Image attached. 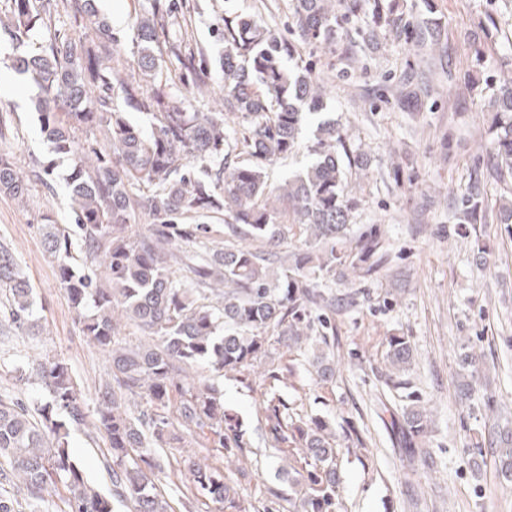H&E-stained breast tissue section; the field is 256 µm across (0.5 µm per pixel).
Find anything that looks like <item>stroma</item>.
Returning a JSON list of instances; mask_svg holds the SVG:
<instances>
[{"mask_svg": "<svg viewBox=\"0 0 512 512\" xmlns=\"http://www.w3.org/2000/svg\"><path fill=\"white\" fill-rule=\"evenodd\" d=\"M196 37L212 51L214 34L226 15L245 12L284 33L290 0H190ZM118 39L116 53L132 62V17L142 0H100ZM434 17L439 25L432 46L420 52L404 34H390L367 44L350 33L347 50L321 57L317 70L325 81L323 118L339 123L353 147L369 154L368 172L353 169L348 183L359 200L353 222L380 227L393 247L391 261L377 278L347 287L336 285V313L331 323L339 341L336 373L326 384L314 381L303 355L279 346L268 365L292 367L282 397L301 416H322L337 430L340 493L344 512H512V479H506L491 456L469 454L487 419L479 399L463 406L457 356L472 349L483 361L477 390L496 396L504 419L512 420V224L501 223L499 202L512 198V180L500 178L485 151L496 135L488 112L489 91L473 87L475 79L512 75V0H403V20ZM16 47L0 37V122L7 127L0 150L31 173L26 200L0 194V241L16 254L34 286L35 341L0 326V350L29 366L44 356L65 359L88 405L107 376L105 355L83 335L81 316L69 302L56 263L43 248L39 230L44 217L69 223L67 158L51 152L34 109L37 89L13 72ZM415 91L420 108L397 103L400 91ZM313 128L301 127L298 148L265 164L269 187L310 160ZM482 201L477 224L488 253H478L472 238L452 232L461 197ZM409 337L414 360L409 385L391 403L428 404L432 432L421 446L406 449L381 419L378 397L384 388L386 340ZM224 407L243 423L245 453L226 456L224 449L204 448L211 467H242L238 495L256 502L260 491L292 492L288 451L273 448L260 407L259 391L233 375L214 377ZM353 421L364 442L347 440L341 426ZM70 446L85 473L100 486L109 480L102 468L104 434L93 429L72 432ZM184 448H163L158 489L175 512H217L205 499L186 501L190 475Z\"/></svg>", "mask_w": 512, "mask_h": 512, "instance_id": "35a3bbf8", "label": "stroma"}]
</instances>
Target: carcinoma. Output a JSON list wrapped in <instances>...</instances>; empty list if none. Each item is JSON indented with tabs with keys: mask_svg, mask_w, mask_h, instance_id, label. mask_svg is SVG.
Segmentation results:
<instances>
[{
	"mask_svg": "<svg viewBox=\"0 0 512 512\" xmlns=\"http://www.w3.org/2000/svg\"><path fill=\"white\" fill-rule=\"evenodd\" d=\"M181 0H149L132 24L136 66L116 64L111 26L97 0H11L0 30L17 46L13 67L38 89L35 110L52 152L70 157L67 178L73 223L53 219L40 227L46 253L59 263L60 282L85 313L82 332L107 354L108 377L89 409L62 358L47 357L20 376L36 378L45 403L32 408L16 395L0 394V512H52L53 495L65 491L64 512H173L154 484L159 448H185L200 431L227 453H243L239 417L224 409L223 395L199 366L218 376L233 373L252 386L251 373L269 349L283 344L309 356L321 383L333 379L336 336L328 309L336 297L322 285H352L376 276L391 261L392 244L379 229L354 232L344 160L369 168L368 155L351 148L335 121L317 124L313 162L278 187L270 200L262 161L295 150L302 121L325 108L324 83L313 62H299L298 44L334 54L354 17L371 32L397 29L400 0H294L288 35L252 16L224 17L216 59L222 112H192L174 95L213 81L208 48L195 37ZM37 30L48 39L31 49ZM491 111L498 133L486 147L500 173L512 175V76L491 83ZM147 115L150 126L131 122L126 107ZM82 128L89 137L80 141ZM103 139H98V136ZM254 159L235 160V151ZM30 184L10 157L0 154V194L23 200ZM481 201L461 200L456 234L467 231ZM224 216V247L199 257L194 278L173 277L174 249L208 233ZM147 220L148 232L138 231ZM82 242L80 273L71 264L73 240ZM293 249L281 251L283 243ZM0 293L6 318L21 336L33 335L34 288L12 249L0 243ZM148 342L123 343L118 317ZM389 391L407 388L414 350L409 337L387 340ZM461 398L472 396L466 378L478 373L476 354L457 359ZM293 368H270L259 379L273 447L288 449L301 497L275 492L262 512H339V457L329 420L290 411L277 387ZM149 409L134 414L131 400ZM390 414V430L414 446L426 438L431 412L414 404L401 410L378 398ZM108 441L103 467L110 486L89 482L70 448L71 431L87 425ZM490 449L502 474L512 476V430L498 428L473 449ZM191 494L220 512H252L231 478L188 455Z\"/></svg>",
	"mask_w": 512,
	"mask_h": 512,
	"instance_id": "carcinoma-1",
	"label": "carcinoma"
}]
</instances>
